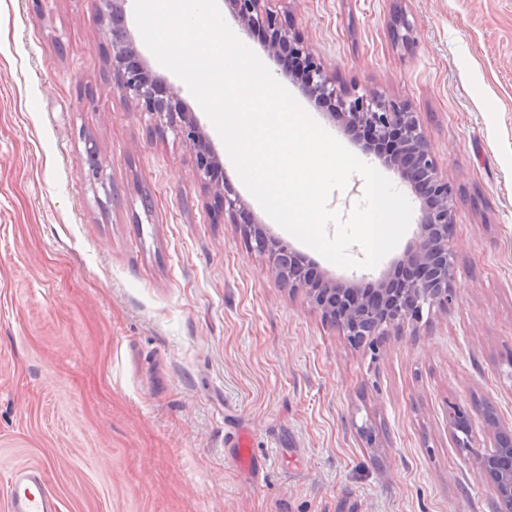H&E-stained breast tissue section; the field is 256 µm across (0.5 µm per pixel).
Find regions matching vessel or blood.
I'll return each mask as SVG.
<instances>
[{
  "instance_id": "1",
  "label": "vessel or blood",
  "mask_w": 512,
  "mask_h": 512,
  "mask_svg": "<svg viewBox=\"0 0 512 512\" xmlns=\"http://www.w3.org/2000/svg\"><path fill=\"white\" fill-rule=\"evenodd\" d=\"M57 500L46 471L36 465L10 470L6 512H57Z\"/></svg>"
}]
</instances>
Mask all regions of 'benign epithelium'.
<instances>
[{"mask_svg": "<svg viewBox=\"0 0 512 512\" xmlns=\"http://www.w3.org/2000/svg\"><path fill=\"white\" fill-rule=\"evenodd\" d=\"M91 2L100 18L102 34L112 45L110 65L115 79L112 92L147 114L155 133L163 135L170 131L193 150L196 163L192 176L210 193L208 210L212 223L243 225L254 242V249L269 256L274 279L305 291L312 306L342 331L351 346L359 348L366 344L372 351H380L390 337L420 321L424 306L442 308L453 301L456 297V254L451 247L453 213L463 199L438 171L418 113L408 104L360 94L355 89L341 90L313 49L270 9L269 0H227L243 31L262 30L268 34V54L275 56L285 48H293L306 58L305 69L292 75L303 96L320 105H333L330 117L354 132L368 134V149L379 144L390 146V151L378 157L402 179L422 190L419 232L399 260L394 276L373 288L355 283L335 284L324 276L310 281L305 278L306 259L254 219L229 182L216 178L223 164L196 113L136 49L127 23L128 0ZM85 153L81 178L90 184L103 182L96 145L88 143ZM479 414L493 428L494 451L476 457L477 475L494 489L495 512H512V427L500 421L490 402L479 409ZM448 429L458 447L466 450L473 447L469 413L458 406H449Z\"/></svg>", "mask_w": 512, "mask_h": 512, "instance_id": "7a95c632", "label": "benign epithelium"}]
</instances>
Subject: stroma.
Returning <instances> with one entry per match:
<instances>
[{"mask_svg": "<svg viewBox=\"0 0 512 512\" xmlns=\"http://www.w3.org/2000/svg\"><path fill=\"white\" fill-rule=\"evenodd\" d=\"M269 6L339 84L418 112L466 200L455 301L383 352L350 347L239 225L212 223L191 151L113 94L90 0H0V501L12 466L38 464L61 512H494L475 470L489 432L474 420L473 449L456 448L448 407L490 401L512 422V0ZM396 13L411 43L392 40ZM167 80L271 234L339 282L393 273L417 223L375 268L332 264L270 219ZM300 105L420 209L411 184ZM89 138L96 188L80 177Z\"/></svg>", "mask_w": 512, "mask_h": 512, "instance_id": "stroma-1", "label": "stroma"}]
</instances>
